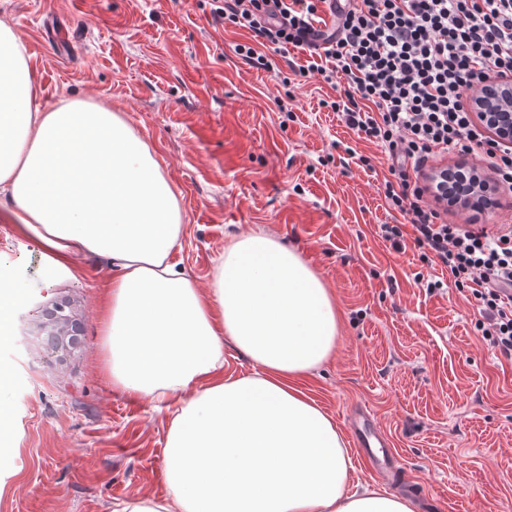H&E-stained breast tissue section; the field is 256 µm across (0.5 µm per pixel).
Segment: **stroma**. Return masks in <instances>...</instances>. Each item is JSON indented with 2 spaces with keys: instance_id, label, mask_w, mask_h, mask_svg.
<instances>
[{
  "instance_id": "1",
  "label": "stroma",
  "mask_w": 512,
  "mask_h": 512,
  "mask_svg": "<svg viewBox=\"0 0 512 512\" xmlns=\"http://www.w3.org/2000/svg\"><path fill=\"white\" fill-rule=\"evenodd\" d=\"M0 20L27 45L37 103L92 97L123 113L151 146L184 213L173 259L210 287L228 240L264 232L324 278L342 315L336 351L296 385L338 429L367 406L387 434L416 512H512V358L476 327L468 292L418 247L395 252L380 227V150L322 100L330 85L288 88L234 52L245 31L213 22L206 0H0ZM292 117L277 103L287 93ZM355 157H347V149ZM371 157L363 166L362 157ZM481 211L437 203L451 224L512 225V193ZM0 269L24 294L10 337L13 432L0 441V512H120L164 499L168 412L121 393L102 365L98 312L108 260L73 273L46 267L31 240L0 224ZM70 300L82 346L52 352L35 309Z\"/></svg>"
}]
</instances>
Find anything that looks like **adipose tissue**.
I'll return each instance as SVG.
<instances>
[{
	"instance_id": "1",
	"label": "adipose tissue",
	"mask_w": 512,
	"mask_h": 512,
	"mask_svg": "<svg viewBox=\"0 0 512 512\" xmlns=\"http://www.w3.org/2000/svg\"><path fill=\"white\" fill-rule=\"evenodd\" d=\"M24 41L0 21V224L51 268L84 254L115 274L99 322L114 387L167 410L165 499L122 512H413L352 488L335 422L298 378L333 354L340 315L322 276L273 236L232 237L201 289L171 256L180 198L121 113L87 98L39 109ZM253 364L226 378L224 344Z\"/></svg>"
}]
</instances>
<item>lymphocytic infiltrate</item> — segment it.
<instances>
[{
  "label": "lymphocytic infiltrate",
  "mask_w": 512,
  "mask_h": 512,
  "mask_svg": "<svg viewBox=\"0 0 512 512\" xmlns=\"http://www.w3.org/2000/svg\"><path fill=\"white\" fill-rule=\"evenodd\" d=\"M211 15L249 32L234 51L252 68L281 77L276 60L295 48L314 56L298 76L345 80L329 107L381 147L391 174L385 205L403 218L382 225L383 239L401 251L413 233L454 286L469 290L483 339L511 354L512 227L490 234L445 222L411 174L441 154L475 151L512 190V143L492 138L469 103L477 89L512 79V0H346L338 10L331 0H211Z\"/></svg>",
  "instance_id": "f902f5d3"
}]
</instances>
